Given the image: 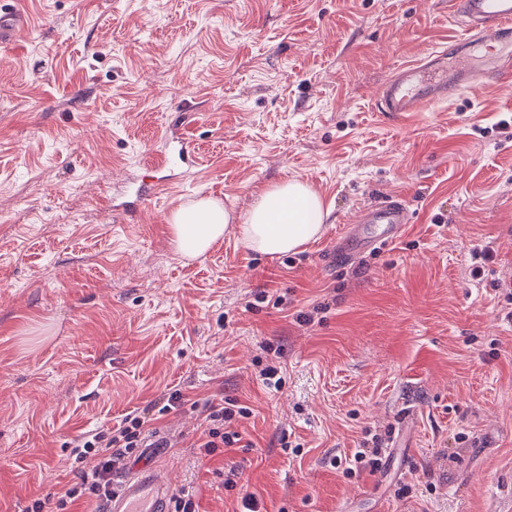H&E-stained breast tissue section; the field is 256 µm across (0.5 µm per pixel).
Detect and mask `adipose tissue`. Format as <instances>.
Wrapping results in <instances>:
<instances>
[{"label": "adipose tissue", "mask_w": 512, "mask_h": 512, "mask_svg": "<svg viewBox=\"0 0 512 512\" xmlns=\"http://www.w3.org/2000/svg\"><path fill=\"white\" fill-rule=\"evenodd\" d=\"M329 217L320 197L297 180L270 185L243 214L221 202L200 199L168 218L175 250L186 258L206 253L228 232H236L252 249L270 256L298 251L315 239Z\"/></svg>", "instance_id": "obj_1"}]
</instances>
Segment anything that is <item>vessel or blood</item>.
Instances as JSON below:
<instances>
[{
    "mask_svg": "<svg viewBox=\"0 0 512 512\" xmlns=\"http://www.w3.org/2000/svg\"><path fill=\"white\" fill-rule=\"evenodd\" d=\"M448 11L464 34L427 60L398 68L375 101L380 112H416L447 100L465 88L493 79L512 78V0H448ZM26 18L9 0H0V43L11 41ZM409 222L402 198L383 200L362 211L346 235L362 249L395 241ZM109 512H169L172 494L158 466L144 463L115 476Z\"/></svg>",
    "mask_w": 512,
    "mask_h": 512,
    "instance_id": "b4317fda",
    "label": "vessel or blood"
}]
</instances>
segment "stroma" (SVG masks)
<instances>
[{"instance_id":"obj_1","label":"stroma","mask_w":512,"mask_h":512,"mask_svg":"<svg viewBox=\"0 0 512 512\" xmlns=\"http://www.w3.org/2000/svg\"><path fill=\"white\" fill-rule=\"evenodd\" d=\"M19 6L28 24L0 45V512L77 483L93 461L74 439L131 412L199 512H240L247 494L259 512L511 506L512 80L401 118L372 106L402 63L460 34L448 0ZM166 135L195 167L120 210L165 178L144 162ZM284 179L331 211L303 251L230 232L176 253L178 207L241 214ZM390 195L404 234L328 268L344 225ZM220 392L252 408L231 424L248 445L205 458ZM365 444L378 468L347 471Z\"/></svg>"}]
</instances>
